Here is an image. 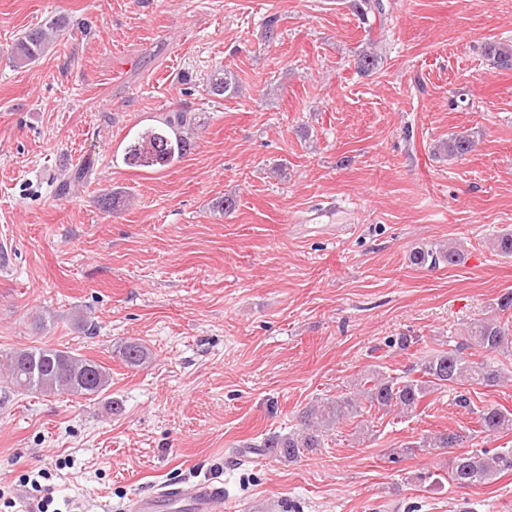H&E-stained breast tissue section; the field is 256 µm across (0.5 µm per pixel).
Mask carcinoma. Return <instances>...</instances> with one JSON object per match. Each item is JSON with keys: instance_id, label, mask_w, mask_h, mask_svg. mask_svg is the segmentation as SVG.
Instances as JSON below:
<instances>
[{"instance_id": "obj_1", "label": "carcinoma", "mask_w": 512, "mask_h": 512, "mask_svg": "<svg viewBox=\"0 0 512 512\" xmlns=\"http://www.w3.org/2000/svg\"><path fill=\"white\" fill-rule=\"evenodd\" d=\"M64 26L61 16H52L29 29L13 44L9 60L16 67L36 62L49 49L53 34ZM484 56L499 70H512V43L490 41L484 46ZM236 77L227 69H218L208 79V95L222 97L235 91ZM193 125L192 114L174 112L160 124L138 131L124 148L123 161L130 167L169 169L179 163L189 147L182 130ZM436 151L450 158H461L472 151V140L455 133L439 143ZM497 253L512 258V231H505L493 240ZM463 253L446 249L439 244L421 245L409 255L412 265L437 268L456 265ZM419 342V337L403 334L385 342L391 350L406 351ZM512 352V321L494 314L468 328L463 335L451 338L446 349H435L417 357L415 364L403 373L391 376L381 369L365 374L354 391L334 399L317 401L304 408L300 427L288 434H271L246 448L260 455H273L289 462L322 447L327 431L338 424L360 416L362 401L390 412H414L424 398L435 392L455 391L454 404L476 415L477 433L464 435L455 431L425 436L400 449L411 454L414 449L461 448L476 434L489 439L512 432V412L496 407L477 406L469 387H494L504 379L501 367L494 361L497 354ZM118 356L130 368H139L149 361L147 349L137 342H127L118 349ZM0 369L12 390L49 396L66 393L75 397L97 396L109 388L111 375L101 364L82 358L70 351L40 347L15 349L0 354ZM512 470V450L482 448L453 457L448 472L450 481L458 488H467L492 479L501 471Z\"/></svg>"}]
</instances>
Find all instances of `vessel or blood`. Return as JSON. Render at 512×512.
<instances>
[{"mask_svg": "<svg viewBox=\"0 0 512 512\" xmlns=\"http://www.w3.org/2000/svg\"><path fill=\"white\" fill-rule=\"evenodd\" d=\"M224 493L213 481L200 479L136 495L131 512H223Z\"/></svg>", "mask_w": 512, "mask_h": 512, "instance_id": "b4317fda", "label": "vessel or blood"}]
</instances>
